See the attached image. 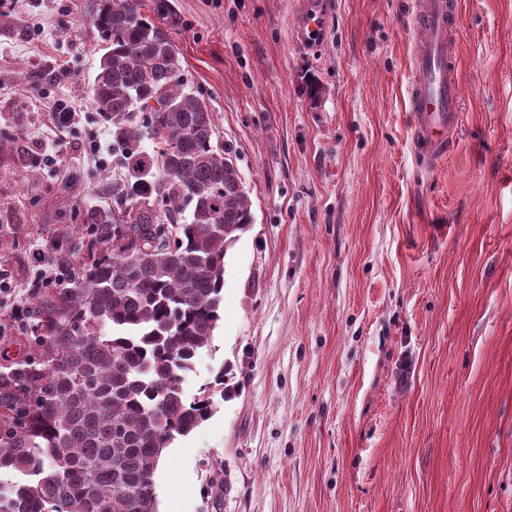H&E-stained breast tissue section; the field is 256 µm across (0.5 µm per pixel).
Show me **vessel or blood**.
Here are the masks:
<instances>
[{"instance_id":"obj_1","label":"vessel or blood","mask_w":512,"mask_h":512,"mask_svg":"<svg viewBox=\"0 0 512 512\" xmlns=\"http://www.w3.org/2000/svg\"><path fill=\"white\" fill-rule=\"evenodd\" d=\"M418 28L413 43L414 79L408 87L412 139L418 154L434 163L455 143L462 88L457 76L458 0H412ZM324 9L318 0L307 5L295 31L303 45L315 47L323 32Z\"/></svg>"}]
</instances>
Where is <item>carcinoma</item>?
Instances as JSON below:
<instances>
[{"label": "carcinoma", "mask_w": 512, "mask_h": 512, "mask_svg": "<svg viewBox=\"0 0 512 512\" xmlns=\"http://www.w3.org/2000/svg\"><path fill=\"white\" fill-rule=\"evenodd\" d=\"M91 22L105 44L92 101L125 169L112 184L123 205L83 214L91 263L40 290L29 352L0 371V471L15 476L0 512H158L165 449L230 394L222 369L191 399L182 383L221 320L226 252L252 223L242 177L139 0H95Z\"/></svg>", "instance_id": "carcinoma-1"}]
</instances>
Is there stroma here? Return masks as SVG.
<instances>
[{
  "label": "stroma",
  "mask_w": 512,
  "mask_h": 512,
  "mask_svg": "<svg viewBox=\"0 0 512 512\" xmlns=\"http://www.w3.org/2000/svg\"><path fill=\"white\" fill-rule=\"evenodd\" d=\"M94 0L0 19V317L119 172L91 102ZM142 0L245 184L222 319L183 390H235L167 448L158 512H512V0H459L452 153L416 152L410 0ZM69 77L56 82L59 70ZM82 103L54 140L40 95ZM323 3L308 4L303 11L295 31V38L309 48L320 43L324 20Z\"/></svg>",
  "instance_id": "35a3bbf8"
}]
</instances>
